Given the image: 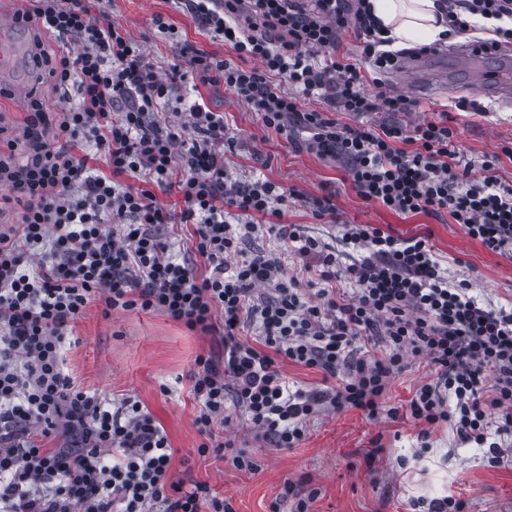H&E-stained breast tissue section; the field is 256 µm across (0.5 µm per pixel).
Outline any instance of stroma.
<instances>
[{
  "label": "stroma",
  "instance_id": "obj_1",
  "mask_svg": "<svg viewBox=\"0 0 512 512\" xmlns=\"http://www.w3.org/2000/svg\"><path fill=\"white\" fill-rule=\"evenodd\" d=\"M104 9L158 71L177 62L186 42L220 58L230 55L222 40L202 34L178 0H106ZM157 14L174 28L176 39L157 31L152 23ZM428 61L444 74L447 88L426 100L427 111H447L465 157L475 162L498 157V176L512 184V160L503 154L504 147H512V102L490 103L484 114L453 109L460 98L457 86L469 80L468 66L436 55ZM196 96L223 113L235 136L224 150L229 178L248 181L259 173L295 190L298 198L290 204L288 221L303 225L307 235L343 255L352 252L342 239L346 224H375L401 237L427 236L449 280L469 282L474 295L491 305H512V254L488 250L448 216L404 217L363 202L339 164L295 150L223 85H198ZM330 192L338 214L334 224L313 218L306 205L307 199ZM72 339L66 363L78 382L112 398L137 397L169 435L174 473L189 484H208L234 512H270L275 502L280 512H291V500L281 497L288 481L319 488L311 512H427L426 502L444 496L462 500L463 512H512V463L491 466L485 449L461 443L446 426L422 439V424L406 415L416 389L436 376L427 362L412 364L392 379L385 402L399 408L395 419H370L355 409L326 411L310 420L303 441L280 450L262 447L245 422L235 421L223 436L256 459L257 470L245 472L196 451L201 436L193 423L190 372L197 355L218 350L213 337L159 312L106 315L95 302L75 323Z\"/></svg>",
  "mask_w": 512,
  "mask_h": 512
}]
</instances>
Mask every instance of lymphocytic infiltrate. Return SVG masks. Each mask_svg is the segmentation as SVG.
I'll list each match as a JSON object with an SVG mask.
<instances>
[{"label":"lymphocytic infiltrate","instance_id":"f902f5d3","mask_svg":"<svg viewBox=\"0 0 512 512\" xmlns=\"http://www.w3.org/2000/svg\"><path fill=\"white\" fill-rule=\"evenodd\" d=\"M102 2L32 0L18 14L63 45L37 59L78 102L56 113L32 99L26 147L0 146V182L24 204L21 223L0 232V512H234L207 484L176 477L168 435L141 401L83 388L68 372L67 331L94 301L221 337L223 354L198 355L190 374L199 455L256 469L216 436L237 416L274 450L295 447L324 411L396 418L384 402L390 381L425 360L436 378L417 389L411 417L451 426L502 463L501 441L512 439V309L486 307L468 283L449 282L424 235L346 225L358 256L343 263L288 223L283 187L227 179L223 116L198 102L161 116L187 80L223 84L266 128L296 129V150L342 162L365 203L445 213L491 251H512V185L497 177L496 160L466 159L443 118L376 127L335 118L421 111L379 75L431 46L391 49L366 0H180L234 55L186 44L182 63L162 74ZM441 8L450 35L473 34L483 19L477 47L512 44V0ZM348 31L358 39L351 61L339 53ZM308 98L327 100L329 111L302 109ZM174 188L177 214L157 198ZM177 223L194 227L185 255L165 233ZM266 234L278 248L244 249ZM289 259L300 275L289 274ZM340 281L351 296L338 294ZM377 336L382 357L356 356ZM284 360L320 370L324 385L289 389Z\"/></svg>","mask_w":512,"mask_h":512}]
</instances>
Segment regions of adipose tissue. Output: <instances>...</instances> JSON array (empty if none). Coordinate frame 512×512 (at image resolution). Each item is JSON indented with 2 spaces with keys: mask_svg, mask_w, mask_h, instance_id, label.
<instances>
[{
  "mask_svg": "<svg viewBox=\"0 0 512 512\" xmlns=\"http://www.w3.org/2000/svg\"><path fill=\"white\" fill-rule=\"evenodd\" d=\"M373 16L392 38L393 48H408L439 40L448 19L437 0H368Z\"/></svg>",
  "mask_w": 512,
  "mask_h": 512,
  "instance_id": "obj_1",
  "label": "adipose tissue"
}]
</instances>
